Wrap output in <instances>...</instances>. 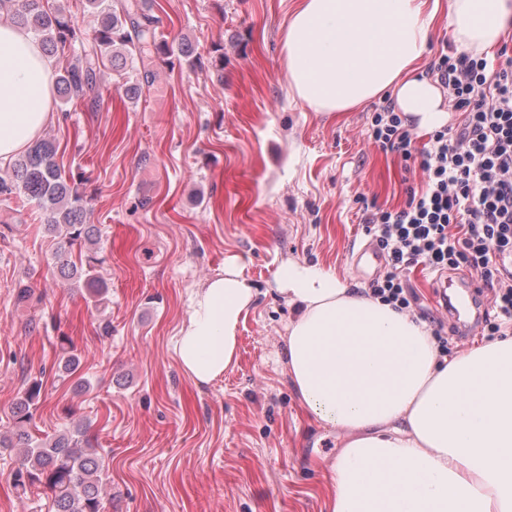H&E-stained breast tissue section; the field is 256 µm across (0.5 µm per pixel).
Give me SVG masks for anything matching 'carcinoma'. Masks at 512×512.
I'll return each mask as SVG.
<instances>
[{"instance_id":"obj_1","label":"carcinoma","mask_w":512,"mask_h":512,"mask_svg":"<svg viewBox=\"0 0 512 512\" xmlns=\"http://www.w3.org/2000/svg\"><path fill=\"white\" fill-rule=\"evenodd\" d=\"M11 4L12 20L39 43L42 51L53 55L58 48L84 43L77 23L59 11H51L47 0H0ZM100 22L92 37L91 49L84 57L58 71L54 87L65 99H79L97 78L96 60L119 44L132 55L144 58L151 50L163 54L170 68L190 57L181 48L180 55L162 53L155 37V19L133 0H122L116 8L106 0H89ZM56 147L47 138L36 139L15 160L11 173L0 176V196L6 200L23 197L34 202L48 216L47 228L73 244L97 242L99 229L83 221L84 195L70 184L55 159ZM60 278L80 281L95 296L107 293L106 282L97 274L95 258L90 256L78 267L63 256L56 260ZM57 371L70 376L80 357L68 338L58 341ZM42 398V382L33 380L12 407L11 430L0 433V448H15V487L23 490L35 484L46 487L55 512H102L107 494V477L102 457L89 435L90 424L78 421L57 434L38 438L30 431Z\"/></svg>"}]
</instances>
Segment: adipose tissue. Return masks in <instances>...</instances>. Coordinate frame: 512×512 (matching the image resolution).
Returning a JSON list of instances; mask_svg holds the SVG:
<instances>
[{
	"mask_svg": "<svg viewBox=\"0 0 512 512\" xmlns=\"http://www.w3.org/2000/svg\"><path fill=\"white\" fill-rule=\"evenodd\" d=\"M456 43L491 51L512 0H299L284 32L288 84L313 112L383 93L420 132L449 120L439 82L416 73L440 6ZM54 62L0 11V161L54 118ZM276 290L295 310L284 365L301 406L345 438L331 512H512V335L448 358L425 323L335 272L290 260ZM257 290L234 265L190 299L174 343L193 382L234 363Z\"/></svg>",
	"mask_w": 512,
	"mask_h": 512,
	"instance_id": "obj_1",
	"label": "adipose tissue"
}]
</instances>
